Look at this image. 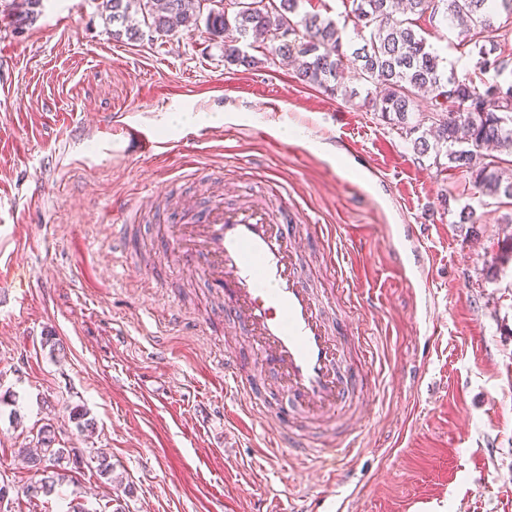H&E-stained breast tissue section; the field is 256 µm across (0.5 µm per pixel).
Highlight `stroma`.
Instances as JSON below:
<instances>
[{"instance_id":"1","label":"stroma","mask_w":512,"mask_h":512,"mask_svg":"<svg viewBox=\"0 0 512 512\" xmlns=\"http://www.w3.org/2000/svg\"><path fill=\"white\" fill-rule=\"evenodd\" d=\"M11 2L0 0V268L21 266L25 284L0 282L9 512H316L325 490L355 483L349 512H512V265L486 275L512 204L415 155L362 96L300 84L275 56L225 63L205 26H144L130 40L113 37L101 0H42L23 24ZM420 26L445 66L478 74L452 30ZM127 124L157 149L136 152ZM218 193L289 199L329 318L349 342L370 338L377 378L346 469L288 460L270 418L247 417L225 388L215 352L260 362L224 324L226 293L158 232L183 199ZM116 224L134 227L124 256ZM402 246L427 287L396 267ZM175 307L181 324L149 335ZM76 407L93 429L78 430ZM45 427L77 460L32 498L41 475L19 451Z\"/></svg>"}]
</instances>
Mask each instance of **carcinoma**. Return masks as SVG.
Returning a JSON list of instances; mask_svg holds the SVG:
<instances>
[{"label": "carcinoma", "mask_w": 512, "mask_h": 512, "mask_svg": "<svg viewBox=\"0 0 512 512\" xmlns=\"http://www.w3.org/2000/svg\"><path fill=\"white\" fill-rule=\"evenodd\" d=\"M304 0H233L235 11L212 8L205 26L224 37V60L255 68L262 60L241 50L239 41L271 51L291 62L295 78L332 95L355 96L346 80L372 86L364 103L405 136L421 156L448 159L472 186L492 199L512 200V84L499 77L512 66V33L496 26L498 9L512 15V0H350L354 24L370 29V38L351 51L345 49L336 21L301 10ZM113 35L137 38L139 15L154 31L174 34L198 27L200 14L187 0H102ZM426 17L455 31L458 45L477 51L491 77L474 79L465 73L447 74L442 59L416 21ZM429 97L427 111L418 100ZM437 118L431 137L417 134L422 120ZM40 448L23 449L29 466L45 471L39 483L27 488L31 497L49 495L64 475L57 468L70 458V449L54 447L51 431H42Z\"/></svg>", "instance_id": "1"}]
</instances>
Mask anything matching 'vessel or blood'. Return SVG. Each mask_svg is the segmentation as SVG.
Masks as SVG:
<instances>
[{"mask_svg":"<svg viewBox=\"0 0 512 512\" xmlns=\"http://www.w3.org/2000/svg\"><path fill=\"white\" fill-rule=\"evenodd\" d=\"M168 236L209 282L228 290L225 323L252 342L275 377L270 383L245 375L237 356L223 353L225 382L254 415L279 401L277 447L325 467L343 462L362 433L349 409L369 374L348 365L345 337L334 334L324 300L302 274V235L288 204L274 212L258 201L228 205L217 196L205 209L189 206Z\"/></svg>","mask_w":512,"mask_h":512,"instance_id":"1","label":"vessel or blood"}]
</instances>
